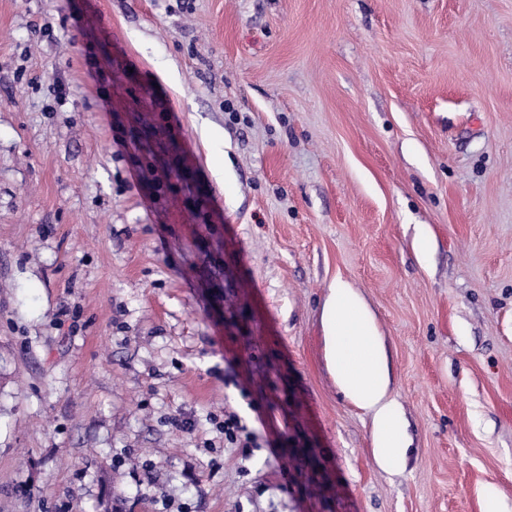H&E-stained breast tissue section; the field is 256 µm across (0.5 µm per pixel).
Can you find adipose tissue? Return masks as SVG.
<instances>
[{
  "instance_id": "obj_1",
  "label": "adipose tissue",
  "mask_w": 512,
  "mask_h": 512,
  "mask_svg": "<svg viewBox=\"0 0 512 512\" xmlns=\"http://www.w3.org/2000/svg\"><path fill=\"white\" fill-rule=\"evenodd\" d=\"M322 324L331 371L347 397L372 417L375 460L399 469L405 451L398 442L399 418L379 365L382 343L372 316L346 282L332 285L324 301Z\"/></svg>"
}]
</instances>
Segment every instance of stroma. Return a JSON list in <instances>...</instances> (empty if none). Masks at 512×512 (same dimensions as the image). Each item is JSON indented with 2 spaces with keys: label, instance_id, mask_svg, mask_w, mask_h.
<instances>
[{
  "label": "stroma",
  "instance_id": "obj_1",
  "mask_svg": "<svg viewBox=\"0 0 512 512\" xmlns=\"http://www.w3.org/2000/svg\"><path fill=\"white\" fill-rule=\"evenodd\" d=\"M0 512H512V0H0ZM325 346L331 371L347 397L372 417L375 460L388 471L404 463L399 418L380 372L382 343L372 316L350 285L337 281L322 309ZM256 441L255 432L249 430L246 424H242L237 415L230 414L224 418V442L237 445L238 448H253L257 445Z\"/></svg>",
  "mask_w": 512,
  "mask_h": 512
}]
</instances>
